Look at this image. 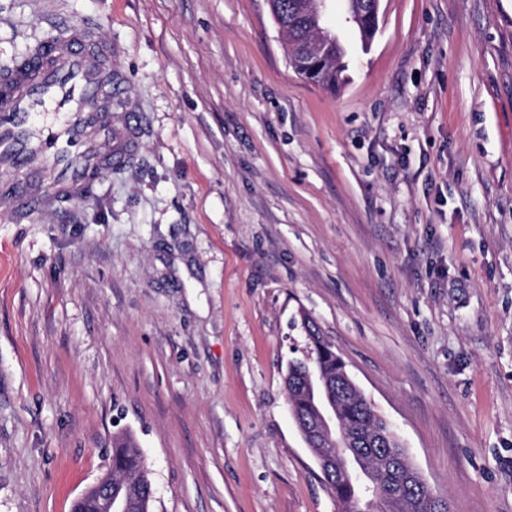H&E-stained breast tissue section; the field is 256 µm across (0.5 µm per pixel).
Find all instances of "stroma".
I'll return each mask as SVG.
<instances>
[{"instance_id":"35a3bbf8","label":"stroma","mask_w":512,"mask_h":512,"mask_svg":"<svg viewBox=\"0 0 512 512\" xmlns=\"http://www.w3.org/2000/svg\"><path fill=\"white\" fill-rule=\"evenodd\" d=\"M77 20L141 147L0 207V512H73L130 436L152 512H341L288 410L313 322L450 512H512V0H330L336 90L265 0H0V70ZM330 50L334 56V61L324 60L323 64L315 70H301L294 65L292 67L305 79L317 83L326 89L336 90V87L343 81L342 73L345 70V66L342 63L336 65L335 40L330 43Z\"/></svg>"}]
</instances>
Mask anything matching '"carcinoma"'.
Instances as JSON below:
<instances>
[{
    "mask_svg": "<svg viewBox=\"0 0 512 512\" xmlns=\"http://www.w3.org/2000/svg\"><path fill=\"white\" fill-rule=\"evenodd\" d=\"M276 22L287 29L288 56L300 60L296 46L310 34V19L298 15L295 0H276ZM345 66L326 60L315 70L296 69L305 79L330 90L342 81ZM309 350L302 359L288 364V409L299 422H312L322 411L317 388L303 383L308 371H314L327 381H340L345 364L331 344L320 336L316 327L309 326ZM332 402L341 432L333 436L336 448H352L354 441L374 432H388L385 421L360 394H352L340 385L331 387ZM398 438H389L395 444ZM387 443V444H389ZM387 444L375 449L380 460L372 463L361 475L331 476L327 484L346 505V512H436L440 499L414 478L399 461L390 460ZM113 495L124 503L126 512H146L150 508L148 489L152 486L142 465L139 450L129 441L118 442L112 448Z\"/></svg>",
    "mask_w": 512,
    "mask_h": 512,
    "instance_id": "carcinoma-1",
    "label": "carcinoma"
}]
</instances>
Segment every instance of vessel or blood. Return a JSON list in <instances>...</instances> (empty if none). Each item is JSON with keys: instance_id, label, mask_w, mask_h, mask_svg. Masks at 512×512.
I'll use <instances>...</instances> for the list:
<instances>
[{"instance_id": "vessel-or-blood-1", "label": "vessel or blood", "mask_w": 512, "mask_h": 512, "mask_svg": "<svg viewBox=\"0 0 512 512\" xmlns=\"http://www.w3.org/2000/svg\"><path fill=\"white\" fill-rule=\"evenodd\" d=\"M120 55L75 22L0 74V205L25 219L92 195L106 171L139 147L135 113L121 103Z\"/></svg>"}]
</instances>
